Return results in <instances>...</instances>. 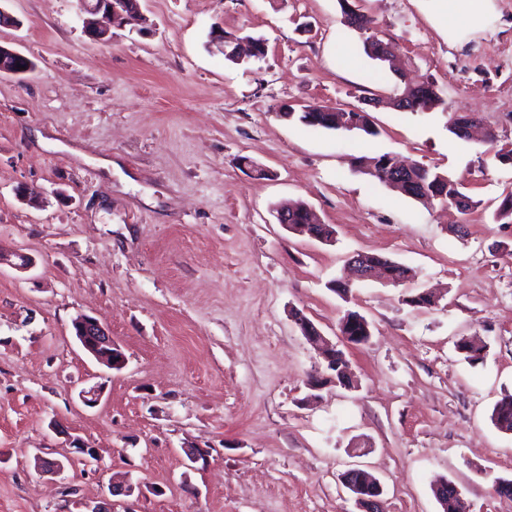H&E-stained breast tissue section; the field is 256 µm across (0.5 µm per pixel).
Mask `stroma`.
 I'll return each mask as SVG.
<instances>
[{"label": "stroma", "instance_id": "stroma-1", "mask_svg": "<svg viewBox=\"0 0 512 512\" xmlns=\"http://www.w3.org/2000/svg\"><path fill=\"white\" fill-rule=\"evenodd\" d=\"M140 5L151 33L97 43L77 0H0L18 21L0 45L35 64L0 76V248L35 261L0 267V512H91L107 497L112 512H358L339 481L355 464L382 480L386 512H440L439 478L472 512H512L495 491L512 479V433L491 420L512 393V223L494 219L512 193L496 157L512 145V0L452 27L445 0H364L395 73L338 0ZM215 25L265 38V58L225 60ZM409 81L434 83L444 108L370 109L373 136L297 118ZM463 113L495 142L453 136ZM383 154L462 181L474 208L426 206L361 173L358 158ZM286 200L334 242L278 224ZM355 253L412 277L348 281ZM429 289L435 306L407 304ZM294 309L343 351L353 388L310 399L321 359ZM349 309L370 323L366 344L340 338ZM82 314L108 327L121 369L78 346ZM462 338L479 362L457 353ZM93 385L89 406L79 393ZM116 476L131 491L112 498Z\"/></svg>", "mask_w": 512, "mask_h": 512}]
</instances>
